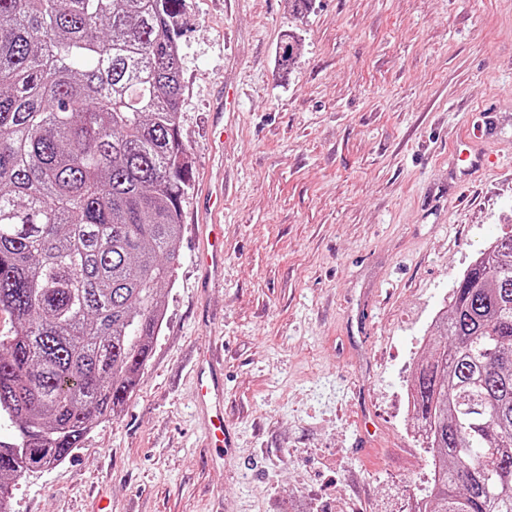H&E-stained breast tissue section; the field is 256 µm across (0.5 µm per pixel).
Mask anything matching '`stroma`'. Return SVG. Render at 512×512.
Here are the masks:
<instances>
[{
  "label": "stroma",
  "instance_id": "1",
  "mask_svg": "<svg viewBox=\"0 0 512 512\" xmlns=\"http://www.w3.org/2000/svg\"><path fill=\"white\" fill-rule=\"evenodd\" d=\"M186 21L191 181L152 354L70 458L10 483L12 512H411L431 480L413 373L477 251L512 232V165L455 153L487 127L512 141V0H186ZM226 184L214 288L196 216ZM213 336L237 440L220 463L189 362Z\"/></svg>",
  "mask_w": 512,
  "mask_h": 512
}]
</instances>
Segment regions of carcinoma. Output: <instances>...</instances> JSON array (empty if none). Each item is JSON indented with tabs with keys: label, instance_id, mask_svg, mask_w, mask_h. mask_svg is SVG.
Returning <instances> with one entry per match:
<instances>
[{
	"label": "carcinoma",
	"instance_id": "cac0c4a2",
	"mask_svg": "<svg viewBox=\"0 0 512 512\" xmlns=\"http://www.w3.org/2000/svg\"><path fill=\"white\" fill-rule=\"evenodd\" d=\"M186 0H0V504L135 391L179 263ZM415 377L418 512H512V235L481 250Z\"/></svg>",
	"mask_w": 512,
	"mask_h": 512
}]
</instances>
